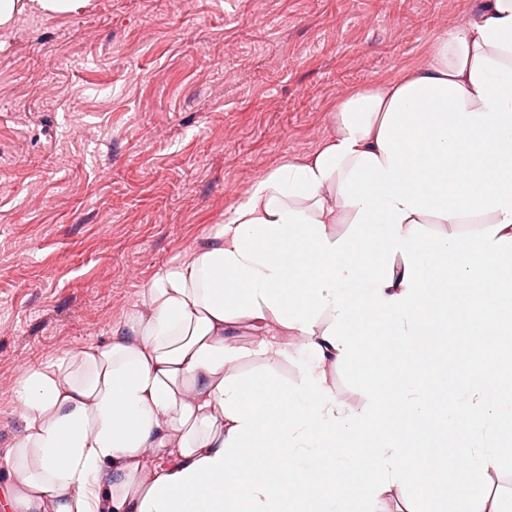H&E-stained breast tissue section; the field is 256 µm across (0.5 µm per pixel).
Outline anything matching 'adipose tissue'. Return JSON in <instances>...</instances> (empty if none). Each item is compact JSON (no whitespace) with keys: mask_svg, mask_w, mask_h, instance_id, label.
<instances>
[{"mask_svg":"<svg viewBox=\"0 0 512 512\" xmlns=\"http://www.w3.org/2000/svg\"><path fill=\"white\" fill-rule=\"evenodd\" d=\"M332 122L107 342L25 373L0 512H387L392 488L438 466L469 483L447 512H512L479 488L512 433V359L493 342L512 334V0L437 35L422 68L344 93ZM479 299L487 341L455 384L426 393L424 372L357 410L327 384L326 367L388 344L410 363ZM242 326L256 348L232 345ZM288 336L311 359L295 385L275 372ZM248 355L264 378L240 373ZM451 425L439 448L404 440Z\"/></svg>","mask_w":512,"mask_h":512,"instance_id":"adipose-tissue-1","label":"adipose tissue"}]
</instances>
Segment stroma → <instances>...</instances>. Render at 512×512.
Returning <instances> with one entry per match:
<instances>
[{
  "instance_id": "obj_1",
  "label": "stroma",
  "mask_w": 512,
  "mask_h": 512,
  "mask_svg": "<svg viewBox=\"0 0 512 512\" xmlns=\"http://www.w3.org/2000/svg\"><path fill=\"white\" fill-rule=\"evenodd\" d=\"M483 3L88 0L0 27V491L27 369L106 341L260 176L323 143L341 94L424 66ZM389 354L330 369L337 398L360 408ZM446 482L393 488L389 512Z\"/></svg>"
}]
</instances>
